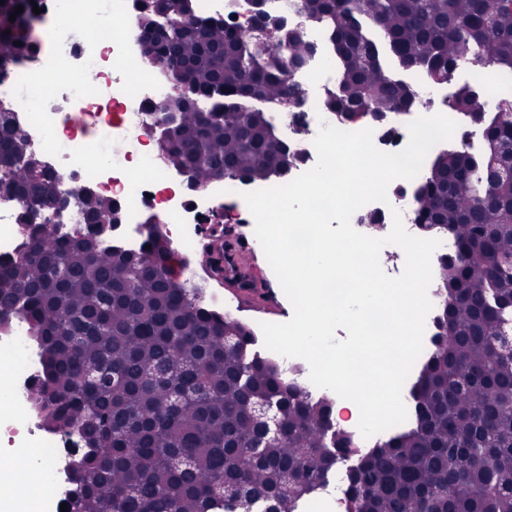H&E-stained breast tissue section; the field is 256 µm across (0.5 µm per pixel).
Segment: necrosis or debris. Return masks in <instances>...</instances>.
I'll return each mask as SVG.
<instances>
[{
    "instance_id": "necrosis-or-debris-1",
    "label": "necrosis or debris",
    "mask_w": 512,
    "mask_h": 512,
    "mask_svg": "<svg viewBox=\"0 0 512 512\" xmlns=\"http://www.w3.org/2000/svg\"><path fill=\"white\" fill-rule=\"evenodd\" d=\"M31 37L37 50L0 66V104L7 105L16 124L28 130V150L63 173L69 188L90 189L121 207L117 226L125 248L139 249L144 239L143 219H157L160 233L183 261L186 282L205 287L194 265L200 217L223 211L227 222L254 228L253 216L242 199L243 182L224 179L187 197L178 176L164 167L148 145L154 125L153 103L170 98L172 90L161 70L141 71L139 14L133 0H40ZM196 19H223L243 31L252 26L251 0H192ZM305 39L322 49L299 75L302 104L290 112L269 114L280 140L303 154L300 171L315 166L313 140L321 123L335 124L326 107L337 82L335 57L325 46L318 24L301 28ZM94 82H87V75ZM416 107L390 128L374 127L375 146L397 152L408 143V124L421 115L437 112L455 121L461 113L449 108L438 87L417 92ZM423 176L393 181L387 203L372 202L359 208L352 224L381 213L382 224L370 236L388 234L393 211H400L404 226H411L412 188ZM22 207L13 194L0 189V256H14L28 244ZM40 348L23 318L13 316L0 325V459L15 466L10 494L0 495V512H19V504L32 498V512H60L70 489L77 432L47 429L27 388L40 368Z\"/></svg>"
}]
</instances>
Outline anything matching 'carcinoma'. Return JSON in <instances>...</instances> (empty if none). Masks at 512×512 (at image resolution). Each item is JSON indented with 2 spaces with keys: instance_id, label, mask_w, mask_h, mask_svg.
<instances>
[{
  "instance_id": "1",
  "label": "carcinoma",
  "mask_w": 512,
  "mask_h": 512,
  "mask_svg": "<svg viewBox=\"0 0 512 512\" xmlns=\"http://www.w3.org/2000/svg\"><path fill=\"white\" fill-rule=\"evenodd\" d=\"M254 5L252 31L199 21L189 0H143L142 59L162 66L187 94L163 102L177 115L158 147L165 164L195 182L222 176L285 180L299 155L281 142L265 111L247 100L286 102L301 90L285 58L309 43ZM506 0H301L323 25L337 63L328 107L340 124L365 113L413 107L416 96L382 63L388 54L429 82H448L466 54L512 70V8ZM16 20L9 15L17 6ZM183 12L186 27L160 31ZM30 0L0 4V65L34 52ZM22 45H16V42ZM484 90L464 86L450 107L484 119V152L445 151L414 194L420 224L443 228L456 254L438 262L444 285L441 332L409 390L406 426L365 450L336 428L332 398L313 397L255 349L245 322L196 302L166 239L151 230L134 254L99 243L97 224L119 206L87 192V234L57 237L30 216L49 214L59 187L25 154L27 136L0 109V188L23 205L27 251L0 260V321L27 320L41 348L35 401L54 429L83 443L67 512H299L339 464L345 512H512V181L487 189V163L512 169V99L485 119ZM224 282L258 295L262 284L219 235ZM467 259L462 261L459 254ZM270 406L263 426L253 403Z\"/></svg>"
}]
</instances>
